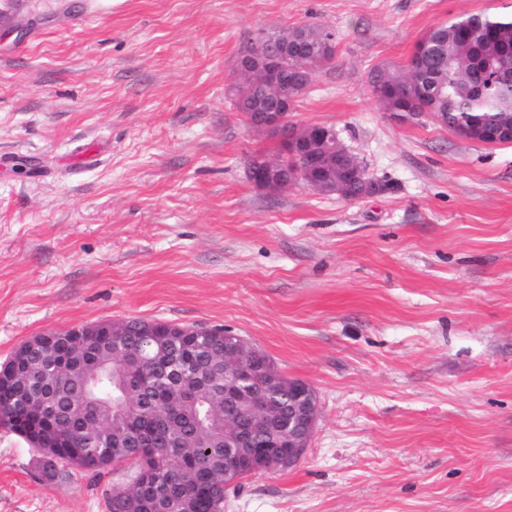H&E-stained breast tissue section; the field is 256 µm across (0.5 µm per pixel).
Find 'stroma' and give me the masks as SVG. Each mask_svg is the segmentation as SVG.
Listing matches in <instances>:
<instances>
[{
  "label": "stroma",
  "instance_id": "35a3bbf8",
  "mask_svg": "<svg viewBox=\"0 0 512 512\" xmlns=\"http://www.w3.org/2000/svg\"><path fill=\"white\" fill-rule=\"evenodd\" d=\"M512 0H0V363L49 330L224 327L308 381L293 467L224 512H512V144L382 110L373 68ZM332 30L290 114L384 192L249 174L280 156L225 91L255 38ZM129 466L62 467L0 429V512H108ZM279 165L278 161L268 160L258 168H254L253 172H250L252 182L255 186L265 190H278L280 185L275 179V171Z\"/></svg>",
  "mask_w": 512,
  "mask_h": 512
}]
</instances>
